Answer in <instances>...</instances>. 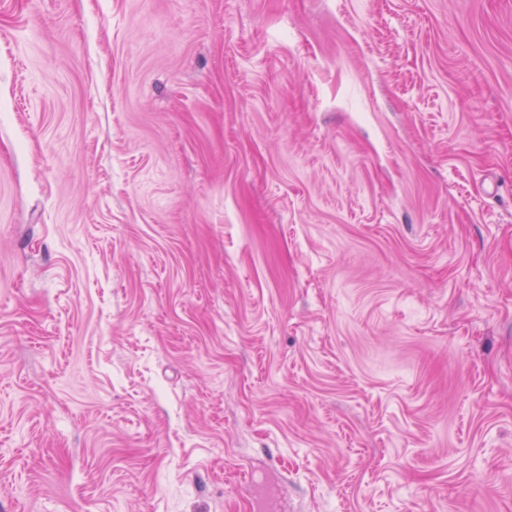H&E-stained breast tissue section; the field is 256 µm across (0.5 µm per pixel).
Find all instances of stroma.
<instances>
[{
  "instance_id": "stroma-1",
  "label": "stroma",
  "mask_w": 512,
  "mask_h": 512,
  "mask_svg": "<svg viewBox=\"0 0 512 512\" xmlns=\"http://www.w3.org/2000/svg\"><path fill=\"white\" fill-rule=\"evenodd\" d=\"M512 512V0H0V512Z\"/></svg>"
}]
</instances>
